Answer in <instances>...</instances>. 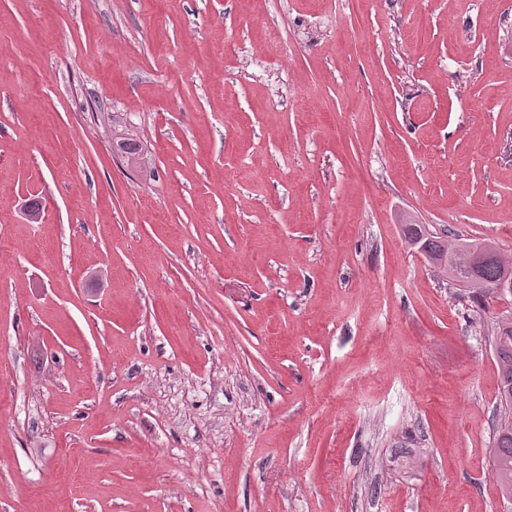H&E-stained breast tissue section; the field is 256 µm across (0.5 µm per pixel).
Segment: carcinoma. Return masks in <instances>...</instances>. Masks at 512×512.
<instances>
[{
  "label": "carcinoma",
  "instance_id": "cac0c4a2",
  "mask_svg": "<svg viewBox=\"0 0 512 512\" xmlns=\"http://www.w3.org/2000/svg\"><path fill=\"white\" fill-rule=\"evenodd\" d=\"M118 154L134 165L143 155V147L133 135L127 133L116 141ZM404 233L408 244L420 246L427 259L449 279L465 288L473 289V297L482 303L488 294L512 296V261L500 250L484 257L471 267L465 249L468 243L459 242V253L449 249L447 235L430 232L423 224H406ZM491 344L498 368L500 385L497 400L505 420L497 427L492 448L488 453L492 462V475L503 499L512 498V318L495 324Z\"/></svg>",
  "mask_w": 512,
  "mask_h": 512
}]
</instances>
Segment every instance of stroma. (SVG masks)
I'll list each match as a JSON object with an SVG mask.
<instances>
[{
    "mask_svg": "<svg viewBox=\"0 0 512 512\" xmlns=\"http://www.w3.org/2000/svg\"><path fill=\"white\" fill-rule=\"evenodd\" d=\"M410 222L512 258V0H0V512H512ZM116 141L118 154L127 162L128 165H134L143 155V147L133 135L122 134Z\"/></svg>",
    "mask_w": 512,
    "mask_h": 512,
    "instance_id": "1",
    "label": "stroma"
}]
</instances>
